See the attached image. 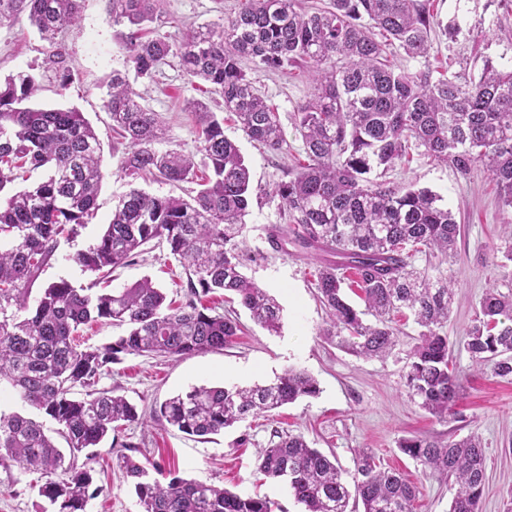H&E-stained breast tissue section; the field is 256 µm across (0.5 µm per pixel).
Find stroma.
<instances>
[{
    "label": "stroma",
    "instance_id": "1",
    "mask_svg": "<svg viewBox=\"0 0 512 512\" xmlns=\"http://www.w3.org/2000/svg\"><path fill=\"white\" fill-rule=\"evenodd\" d=\"M234 4L235 0H161L164 23L156 31L182 40L199 25L222 22ZM427 6L439 22L429 36L427 55L413 58L397 48L391 55L395 65L412 73L428 69L438 77L450 71L479 73L488 58L512 64V0H427ZM58 39L68 49L72 69V79L63 88L46 71L48 44L27 16L0 25V82L22 70L36 74L41 88L34 104L81 112L95 129L103 155L97 210L76 236L60 240L32 286L35 296L61 279L78 286L95 281V274L82 270L72 257L98 240L113 206L131 187L160 197H185L193 189L188 182L171 185L141 180L134 184L120 170L126 145L112 131L105 107L107 83L114 72L130 74L132 68L109 16L108 0H84L78 27L63 29ZM244 69L278 112L288 142L287 152L267 150L251 141L233 116L225 115L224 134L238 145L251 174L244 272L279 302L281 328L268 332L252 321L239 302H227L216 294L207 298V305L214 313L237 318L244 329L231 346L175 360L126 355L102 376L98 386L117 390L142 413L194 386L248 388L273 380L291 367L312 374L320 392L284 406L272 417L250 418L205 439L150 420L129 425L117 443L105 441L97 449L94 484L100 492L90 501L89 512H141L133 487L112 466L124 442L130 445L129 456L139 462L148 461L180 477L203 480L241 496H265L280 512H303L302 504L282 483L256 472L257 457L277 430L303 435L311 447L336 458L348 471L353 470L359 452L371 453L384 466L417 483L420 494L415 512H448L455 488L425 478L422 466L399 451L400 440L419 434L442 440L478 435L487 455L480 512H504L507 493L512 490V383L499 381L491 370H477L459 341L488 289L504 292L512 287V261L503 256L504 222L512 210L502 206L487 173L478 169L461 176L416 149L407 161L384 175L396 189L426 188L440 195L461 226L457 264L450 267L423 256L415 261L430 276L449 270L455 280V296L442 333L455 346L461 399L454 415L435 418L411 400L403 386L407 356L419 333L413 320L399 321L400 342L386 360H367L336 347L324 335L329 317L314 285L315 258L297 249L288 253L273 247L271 232L287 223L276 187L285 179L293 156L302 152L295 122L311 84L299 66L272 72L248 63ZM131 84L143 104L162 119L164 138L159 147L163 150L194 149L196 123L190 102H203L217 113L223 110L222 98L189 82L175 57L161 65L155 79L133 78ZM145 277L168 297L184 300L186 274L163 246L117 268L107 286L120 288ZM35 481V475L0 467V512H47L49 504L39 495Z\"/></svg>",
    "mask_w": 512,
    "mask_h": 512
}]
</instances>
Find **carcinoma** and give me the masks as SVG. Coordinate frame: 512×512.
<instances>
[{"instance_id": "carcinoma-1", "label": "carcinoma", "mask_w": 512, "mask_h": 512, "mask_svg": "<svg viewBox=\"0 0 512 512\" xmlns=\"http://www.w3.org/2000/svg\"><path fill=\"white\" fill-rule=\"evenodd\" d=\"M136 76L152 78L169 56L179 58L189 81L209 85L224 111L235 115L248 138L271 151L288 150L274 112L257 93L242 62L269 71L303 63L313 91L297 112L295 129L306 156L288 169L276 193L288 215L281 239L320 261L316 288L328 309L325 336L365 358H385L399 336V316L421 328L409 354L407 394L438 419L460 400L453 345L441 334L448 322L453 275L433 279L414 264L429 254L452 267L459 225L428 189L404 192L371 177L407 159L409 150L452 165L463 177L475 168L495 183L512 209V66L485 60L479 75L432 77L393 66L396 46L411 57L428 53L435 24L421 0H330L309 13L296 0H237L223 24H203L180 43L167 35L142 38L157 19L159 0H109ZM83 0H0V25L25 15L50 45L47 64L60 86L70 80L69 53L58 32L78 25ZM37 90L32 73L0 83V192L13 170H46L47 178L0 200V387L50 417L66 447L59 448L41 422L19 412L0 413V466L36 472L39 494L54 512H87L97 491L93 448L111 432L140 419L137 407L97 384L126 354L182 358L222 350L242 331L237 319L212 313L202 298L235 295L252 320L270 332L281 326V307L242 273L240 246L249 212L250 173L238 147L224 137V117L195 102L196 152L160 151L158 113L140 102L127 75L112 74L106 108L112 130L127 142L121 171L131 179L171 183L197 178L195 153L207 169L187 199L131 189L112 209L99 240L73 260L92 273H110L144 251L165 245L188 273L186 300L166 295L144 278L117 291L76 286L61 279L29 305V287L58 246V239L87 223L97 208L101 144L81 113L28 105ZM358 292L365 309L349 301ZM127 327L126 334L83 346L89 324ZM472 363L512 379V290L492 288L463 338ZM319 393L304 370L286 369L253 388L194 387L151 408L149 416L195 437L217 435L243 421ZM399 450L439 481L456 486L448 512H479L485 447L476 435L460 440L414 435ZM115 467L134 485L142 512H274L275 503L177 475L147 479L142 464L117 455ZM68 479H53L56 471ZM257 471L285 480L305 512H414L419 487L402 474L360 454L352 481L336 460L296 434H277L263 449Z\"/></svg>"}]
</instances>
